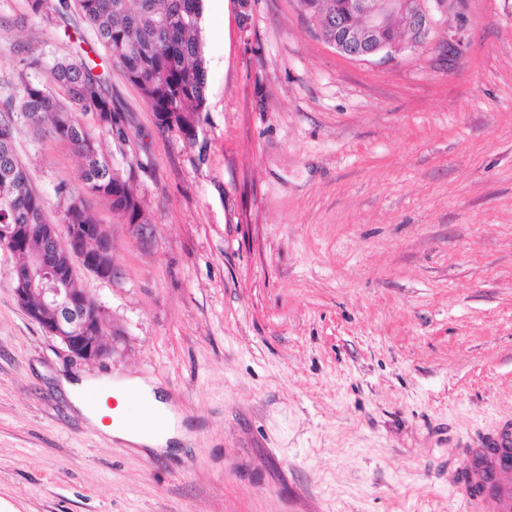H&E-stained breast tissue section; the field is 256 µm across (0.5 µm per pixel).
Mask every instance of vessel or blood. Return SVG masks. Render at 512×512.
<instances>
[{
    "mask_svg": "<svg viewBox=\"0 0 512 512\" xmlns=\"http://www.w3.org/2000/svg\"><path fill=\"white\" fill-rule=\"evenodd\" d=\"M467 459L490 457L492 466L486 470L473 469L464 476L463 503L466 512H483L487 498L502 500L505 507H512V485L501 481L502 473L512 470V422H504L495 432L463 444Z\"/></svg>",
    "mask_w": 512,
    "mask_h": 512,
    "instance_id": "obj_1",
    "label": "vessel or blood"
}]
</instances>
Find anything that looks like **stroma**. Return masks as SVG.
Returning a JSON list of instances; mask_svg holds the SVG:
<instances>
[{"instance_id": "stroma-1", "label": "stroma", "mask_w": 512, "mask_h": 512, "mask_svg": "<svg viewBox=\"0 0 512 512\" xmlns=\"http://www.w3.org/2000/svg\"><path fill=\"white\" fill-rule=\"evenodd\" d=\"M464 48L345 58L298 0H203L196 141L75 7L0 0V124L52 220L72 148L22 80L91 60L122 111L149 230L99 195L114 280L77 282L120 352L71 359L0 250V512H464L460 443L512 419V0H457ZM156 380L190 441L137 452L61 377Z\"/></svg>"}]
</instances>
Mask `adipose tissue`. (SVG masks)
I'll list each match as a JSON object with an SVG mask.
<instances>
[{"mask_svg": "<svg viewBox=\"0 0 512 512\" xmlns=\"http://www.w3.org/2000/svg\"><path fill=\"white\" fill-rule=\"evenodd\" d=\"M67 389L74 406L90 423L126 444L160 451L185 437L171 406L143 378L85 379L68 384ZM133 403L138 406L139 420L131 427L125 417Z\"/></svg>", "mask_w": 512, "mask_h": 512, "instance_id": "obj_1", "label": "adipose tissue"}]
</instances>
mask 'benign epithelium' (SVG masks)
<instances>
[{
    "mask_svg": "<svg viewBox=\"0 0 512 512\" xmlns=\"http://www.w3.org/2000/svg\"><path fill=\"white\" fill-rule=\"evenodd\" d=\"M457 0H339L336 20L320 30L321 37L349 59L367 61L378 55L394 60L406 51L432 52L438 56L461 53L463 40L454 30L444 36L448 12ZM103 225H65V233L53 225L45 247L35 260L36 272L20 275L14 289L28 317L56 339L74 359L96 362L117 351V330L109 329L100 303L80 288H71L75 262L100 278L115 275L111 249L102 237ZM22 227L3 232L0 249L22 245Z\"/></svg>",
    "mask_w": 512,
    "mask_h": 512,
    "instance_id": "1",
    "label": "benign epithelium"
}]
</instances>
